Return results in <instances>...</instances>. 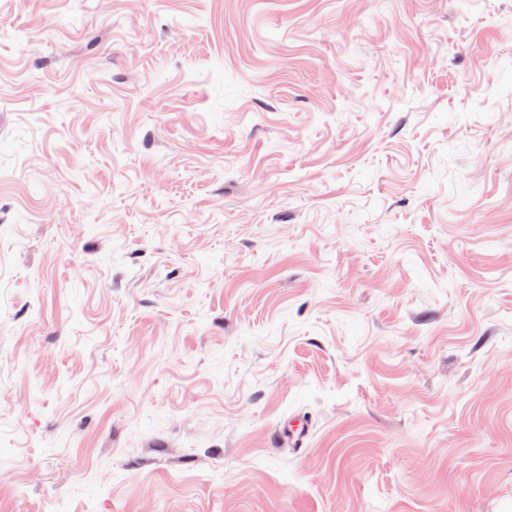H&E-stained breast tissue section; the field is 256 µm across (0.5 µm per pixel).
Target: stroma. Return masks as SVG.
<instances>
[{
    "mask_svg": "<svg viewBox=\"0 0 512 512\" xmlns=\"http://www.w3.org/2000/svg\"><path fill=\"white\" fill-rule=\"evenodd\" d=\"M0 512H512V0H0ZM309 434V425L300 419L289 420L284 424L279 439L289 448H300Z\"/></svg>",
    "mask_w": 512,
    "mask_h": 512,
    "instance_id": "35a3bbf8",
    "label": "stroma"
}]
</instances>
